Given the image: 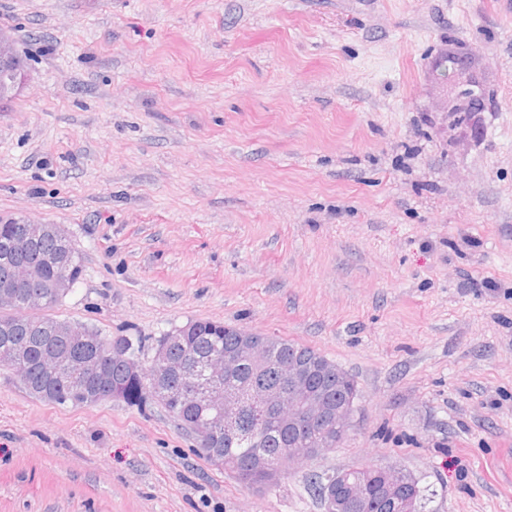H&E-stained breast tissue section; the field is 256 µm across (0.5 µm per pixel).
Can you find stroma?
I'll return each mask as SVG.
<instances>
[{
	"label": "stroma",
	"instance_id": "obj_1",
	"mask_svg": "<svg viewBox=\"0 0 512 512\" xmlns=\"http://www.w3.org/2000/svg\"><path fill=\"white\" fill-rule=\"evenodd\" d=\"M0 217L82 254L59 320L209 319L309 346L360 398L255 492L158 402L60 406L0 367V512H324L399 466L427 512H512V14L497 0H0ZM476 77L485 106H443ZM455 78V79H456ZM0 72L11 75L14 82L25 79V70L23 69L17 50L13 43L7 39L3 33H0ZM0 73V101L8 100L18 89V85L12 86V80L9 76H2ZM383 471H390L389 468H381ZM383 471L376 468V466L357 467L347 469L331 474V476H339L341 484L345 486L355 485L356 487L369 490L373 495H376L381 486L393 479L395 485H398V494L400 496H406L409 493H413L415 500L416 510L419 512L425 511L426 501L429 498L425 494L427 492L426 487H422L420 479L413 477L408 479L407 484H402L403 479L401 477H391ZM314 491L322 502H324V492L327 494L328 512H344L347 509L356 508L361 512H366V509L370 508V502L367 501L365 494L359 490H350L348 492L349 498L341 497L340 490L337 485H334L333 480H329L326 484L323 481L317 482Z\"/></svg>",
	"mask_w": 512,
	"mask_h": 512
}]
</instances>
